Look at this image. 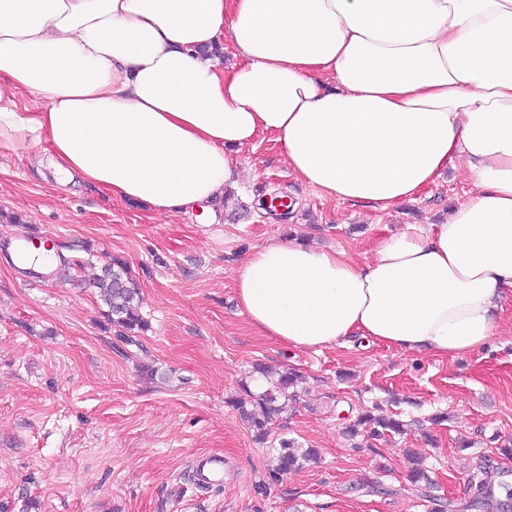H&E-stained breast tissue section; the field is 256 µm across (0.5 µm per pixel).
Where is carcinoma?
I'll return each mask as SVG.
<instances>
[{"mask_svg": "<svg viewBox=\"0 0 512 512\" xmlns=\"http://www.w3.org/2000/svg\"><path fill=\"white\" fill-rule=\"evenodd\" d=\"M93 286L98 289V296L106 306L104 317L116 329L117 335L131 345L138 344L137 337L148 330V322L138 311L140 286L127 263L117 256L105 257ZM297 380L298 375L287 370L271 382L270 388L258 394L246 388L244 389L245 398L234 402L236 410L250 422L256 439L263 441L268 436L272 418L280 411L278 400L296 396ZM361 426L371 437L389 433L400 435L407 431L406 424L398 419H380L370 414H364L355 423L346 427L345 435L350 439L356 438ZM315 457L314 449L301 450L295 446L294 440L281 438L278 440L276 463L271 468L270 478L277 479L288 471L313 461ZM470 484L475 488L476 502L481 503L493 497L488 472L481 471L472 474Z\"/></svg>", "mask_w": 512, "mask_h": 512, "instance_id": "carcinoma-1", "label": "carcinoma"}]
</instances>
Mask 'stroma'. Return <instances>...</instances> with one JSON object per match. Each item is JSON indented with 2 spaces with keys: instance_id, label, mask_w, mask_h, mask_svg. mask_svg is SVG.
Returning <instances> with one entry per match:
<instances>
[{
  "instance_id": "stroma-1",
  "label": "stroma",
  "mask_w": 512,
  "mask_h": 512,
  "mask_svg": "<svg viewBox=\"0 0 512 512\" xmlns=\"http://www.w3.org/2000/svg\"><path fill=\"white\" fill-rule=\"evenodd\" d=\"M245 184L217 211L158 216L78 179L55 182L48 162L0 148V242L52 238L83 264V285L30 280L0 255V502L13 512H500L476 507L468 477L489 471L512 488V301L484 353L451 360L352 337L319 351L257 335L234 272L253 248L294 235L371 257L409 224H435L470 185L449 169L415 200L380 212L321 198L266 136L239 150ZM288 202L282 216L262 195ZM122 257L142 291L149 331L122 342L90 284L102 254ZM156 369L147 375L144 364ZM296 370L299 399L275 438L317 449V463L269 481V453L230 402L254 364ZM424 422L425 433L354 449L342 434L363 413ZM419 449L434 478H409L402 451ZM224 458L220 491L199 489L194 457Z\"/></svg>"
}]
</instances>
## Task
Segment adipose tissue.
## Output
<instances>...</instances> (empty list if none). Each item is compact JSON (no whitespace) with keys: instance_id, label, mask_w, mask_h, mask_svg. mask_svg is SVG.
I'll return each mask as SVG.
<instances>
[{"instance_id":"obj_1","label":"adipose tissue","mask_w":512,"mask_h":512,"mask_svg":"<svg viewBox=\"0 0 512 512\" xmlns=\"http://www.w3.org/2000/svg\"><path fill=\"white\" fill-rule=\"evenodd\" d=\"M262 134L339 203L385 211L451 166L471 190L366 262L295 237L256 248L234 282L257 334L453 360L489 346L512 295V0H0V146L49 145L58 181L160 216L220 207L245 180L234 151Z\"/></svg>"}]
</instances>
